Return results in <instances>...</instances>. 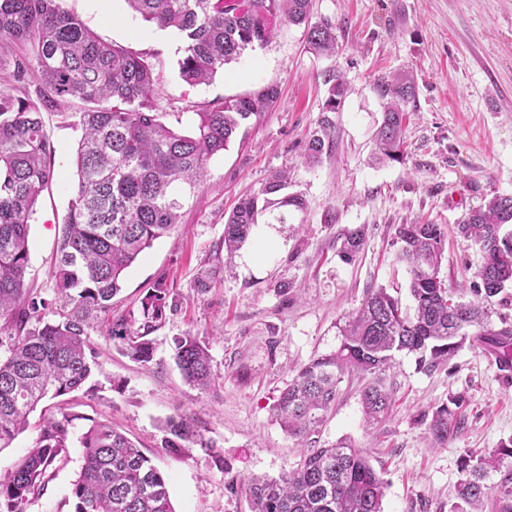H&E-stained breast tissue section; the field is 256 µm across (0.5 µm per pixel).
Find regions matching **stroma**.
<instances>
[{"mask_svg": "<svg viewBox=\"0 0 512 512\" xmlns=\"http://www.w3.org/2000/svg\"><path fill=\"white\" fill-rule=\"evenodd\" d=\"M58 5L104 41L147 55L161 111L178 115L183 126L195 113L263 86H276L279 97L210 161L181 227L156 240L124 277L114 313L141 319V301L161 274L180 298V308L150 334L152 361L136 362L121 340L90 331L99 370L79 390L29 415L27 429L0 449V474L34 446L44 419L68 413L74 420L67 455L52 466L27 512H72L70 491L84 455L80 439L99 421L135 441L165 475L174 512H250L244 480L279 477L300 457L273 415L280 392L300 367L336 350L339 325L369 289H387L410 304L409 274L396 259L397 225H440L447 237L441 277L451 288L475 281L483 254L457 225L484 199L512 193V0H312L313 19L336 25V54H314L304 27L279 24L265 46L195 87L178 79L175 36L136 19L124 0ZM399 68L413 71L418 95L407 107L402 160L379 164L372 156L381 116L373 82ZM334 71L344 94L327 115L333 146L310 165L306 144L324 116L325 76ZM71 120L67 108L44 115L53 180L30 226L27 280L45 291L76 181L80 132ZM282 169L306 211L290 213L284 224L256 225L232 270L209 293L197 294L199 270L224 258V222L237 199ZM356 227L365 230L364 246L346 263L337 255L340 238ZM187 332L209 346L216 378L210 390L187 384L174 362L172 340ZM386 386L393 413L370 432L362 383L345 378L319 434L321 446L346 440L368 449L386 483L384 512H450L462 457L512 439V380L469 338L431 374L418 371L414 356L397 354ZM457 394L469 400L467 423L438 444L429 431L432 413ZM177 409L197 421L221 464L199 450L184 457L163 447L159 423Z\"/></svg>", "mask_w": 512, "mask_h": 512, "instance_id": "35a3bbf8", "label": "stroma"}]
</instances>
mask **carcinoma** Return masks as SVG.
<instances>
[{
    "label": "carcinoma",
    "mask_w": 512,
    "mask_h": 512,
    "mask_svg": "<svg viewBox=\"0 0 512 512\" xmlns=\"http://www.w3.org/2000/svg\"><path fill=\"white\" fill-rule=\"evenodd\" d=\"M143 21L177 35L180 80L209 83L245 51L266 44L274 26L287 22L307 29L317 54L336 52V26L312 21L311 0H125ZM10 56L13 78L37 84L36 98L17 97L0 88V448L26 427L43 400L79 389L99 366L89 331L124 341L133 360L149 363L155 323L175 312L179 301L161 274L142 300L143 323L133 328L124 315L112 314L126 271L154 241L181 223L185 205L199 191L210 160L224 153L237 132L276 102L275 86L226 98L196 113L184 131L162 120L151 95L157 76L142 55L102 41L77 17L60 10L56 0H0V54ZM373 90L382 103V120L373 142L383 159L402 155L407 104L417 84L407 71L377 78ZM344 93L333 77L323 107L334 112ZM76 105L74 126L81 131L75 152L77 182L58 238L50 271L52 295L28 288L29 229L39 198L52 179L53 145L43 113ZM320 133L308 142L312 163L331 148V121H319ZM288 171L272 174L255 194L241 198L224 224L225 262L200 270L194 287L203 295L224 274L259 219L288 223V212H303L305 200L288 194ZM512 195H495L470 209L459 231L483 252V264L467 302L439 277L445 236L437 224H400L397 258L410 275L413 314L384 288L370 290L340 328L336 351L303 366L277 399L273 411L288 435L303 447L296 468L277 479L247 481L251 512H383L386 485L363 448L339 442L317 448L316 436L336 404L340 384L355 373L366 378L362 411L371 425L382 423L394 400L385 375L395 355L416 356L425 373L444 367L477 328L476 338L500 357L512 359V329L487 325L485 302L512 284ZM361 227L343 234L342 260L351 262L364 245ZM174 360L186 382L206 390L215 382L208 346L186 334L174 340ZM464 400L432 413L429 431L448 442L464 424ZM71 418L47 419L36 445L14 470L0 478V512H27L43 490L48 471L68 448ZM164 447L176 454L202 449L220 457L195 420L176 413L161 424ZM84 463L72 484L73 512H174L168 481L141 449L112 425L96 422L82 435ZM464 474L451 512H512V439L495 450L469 452L460 462ZM498 475L500 480L492 481Z\"/></svg>",
    "instance_id": "carcinoma-1"
}]
</instances>
